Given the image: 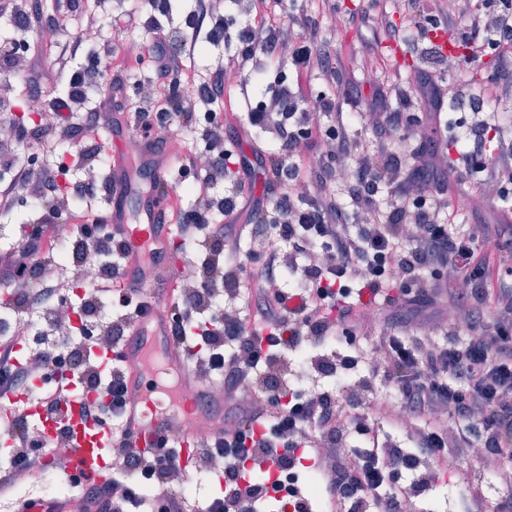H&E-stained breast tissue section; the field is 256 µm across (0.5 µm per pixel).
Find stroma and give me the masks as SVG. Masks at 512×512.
Masks as SVG:
<instances>
[{
    "mask_svg": "<svg viewBox=\"0 0 512 512\" xmlns=\"http://www.w3.org/2000/svg\"><path fill=\"white\" fill-rule=\"evenodd\" d=\"M57 0H37L40 15L31 19L33 44L27 67L31 81L17 98L13 114L15 125L33 128L39 124L36 107L47 96H63L69 90L73 73L94 70L96 89L85 109L74 116L68 139L58 142L56 151L73 154L81 149H98L114 140H130L134 132L127 123L128 106L122 94L112 87V77L123 73L127 89L151 76L152 65L147 52L153 42L149 32L124 29L113 25L105 14H93L91 0H79L77 14L71 22V34L60 38L55 26ZM288 9L295 16L315 22L318 38L327 47L330 60L342 76L333 81L312 69L304 75L289 72V82L300 83L312 98L332 101L333 111L320 112L316 122L320 127L344 125L345 114L360 112L374 103L381 93L402 87L414 99V112L420 127L407 132L393 151L399 161L409 162L413 141L429 135L438 155L448 156L450 164L441 177L448 186V203L456 214L455 227L464 233H480L483 225L500 221L501 210L496 202L479 197L477 182L453 168L452 162L468 147L464 129L458 128L452 104H445L439 116H432L429 107L416 100L418 77L423 68L420 48L415 40L396 39L391 29L403 28L408 18L400 0H288ZM93 25L98 34L87 41L82 37L86 25ZM239 45L235 40L202 44L193 56L183 59L185 73L181 93L199 103V112L214 110L224 121L236 122L243 131L242 138L233 139L230 147L235 160L250 164L252 175L243 188L247 199L266 195L269 173L267 166L256 161V149L265 153L276 151L274 143L246 121L247 95L239 87H227L213 105L200 103L199 87L214 83L219 67L236 58ZM349 139L371 144V129L344 125ZM169 156L168 177L172 184L168 211L171 217L194 209L197 197L189 192L191 173H180V165L200 152L204 144L193 126H176L165 132L159 143ZM33 218L31 202L16 200L12 209L0 213V261L14 253L20 241V231ZM481 464L472 452L463 451L454 470L434 481L429 493L420 501V512H466L467 484L478 474Z\"/></svg>",
    "mask_w": 512,
    "mask_h": 512,
    "instance_id": "obj_1",
    "label": "stroma"
}]
</instances>
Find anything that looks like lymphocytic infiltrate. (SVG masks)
Returning a JSON list of instances; mask_svg holds the SVG:
<instances>
[{
	"label": "lymphocytic infiltrate",
	"instance_id": "f902f5d3",
	"mask_svg": "<svg viewBox=\"0 0 512 512\" xmlns=\"http://www.w3.org/2000/svg\"><path fill=\"white\" fill-rule=\"evenodd\" d=\"M167 5L168 0H128L112 18L119 27L151 30L152 66L167 80L173 98L161 106L154 82L139 83L129 113L135 135L128 147L134 153L157 141L159 132L196 119L195 106L179 90L182 68L171 42L184 46L202 37L211 42L228 35L223 13L214 10L209 29L193 21L189 32L173 35L156 17ZM404 7L418 32L448 27L471 48L453 61L439 48L424 49L428 66L420 76V94L436 110L442 107L448 67L463 71L478 66L483 55L512 41V0H404ZM308 24V19L280 13L261 19L247 14L237 34L241 58L221 68V85H263L266 73L285 60L296 71L317 66L325 76L335 77L336 69L316 37L295 33V26ZM13 45L12 51L0 54V167L13 173L10 180L0 181V208L9 209L23 193L44 208L22 238L18 260L0 273L11 285L8 298L0 301V400L38 377L44 384L35 397L55 416L75 396L76 385L103 392V399L84 402L83 413L107 428L113 473L112 482L103 485L68 474L66 457L56 455L23 411H15L0 420V434L14 449L10 466L0 469V497L13 501L14 512L24 508L18 475L43 473L48 455L65 477L76 512H261L271 501L270 484L247 475L249 461L258 468L275 462L282 474L309 470L319 475V500L310 498L305 485L289 487L293 512H314L318 505L323 512H413L433 480L447 472L449 458L472 446L479 449L484 471L498 475L511 489L500 498L497 512H512V472L501 465L504 456H512V289H494L490 280V261L503 250L505 236H512V225L464 236L453 232L450 222L439 221L442 204L428 180L431 159L418 151L405 169L391 150L401 115L411 107L409 98L396 94L397 109L376 128L377 144L356 151L335 128L315 129L300 87L280 76L247 118L274 139L272 172L283 190L256 200L244 223L239 220L240 190L221 199L208 194L215 181L235 180L239 174L232 169L233 152L222 120L215 112L206 113L201 139L207 162H188L196 171L201 205L180 213L177 226L193 277L171 301L169 324L187 370L206 385L223 378L224 402L234 415L220 433L198 443L195 472L222 475L218 495L202 502L171 481L180 469L178 429L159 437L152 448L132 445L125 348L150 296L137 288L114 290V282L126 275L125 244L95 215L76 226L68 244L72 280L84 290L79 327L58 313L67 291L59 286L54 249L40 248L39 241L70 204L55 196L52 169L20 165L18 150L25 140L35 139L46 153L53 152L55 143L49 126H41L32 137L7 119L30 47L28 28L18 30ZM451 99L459 114L457 125L470 138V149L457 159V166L477 176L483 198L506 201L512 195L507 190L512 182V116L490 111L489 104L512 99V57L498 55L484 92L457 91ZM311 144L317 148L316 190L294 162ZM332 182L343 185L355 202L353 222H346L341 206L326 193ZM387 183L398 185L401 196L385 212L374 197ZM246 239L256 242V249L242 252ZM271 239L277 240V248H268ZM248 261L262 266L254 289L241 275ZM91 266L97 273L90 279L85 272ZM284 273L294 278L292 291L279 285ZM26 276L33 279V287H21ZM443 288L458 316L446 343L404 330L380 331L372 338L369 371L360 377L355 374L359 356L332 348L337 333L371 328L382 307L392 305V290H399L418 313L433 305ZM247 293L255 298L249 313L236 304ZM491 296L496 299L492 317L475 322L473 308ZM113 298L121 312L103 318ZM29 317L37 322L31 336L18 327ZM461 329L468 335L462 344L457 341ZM96 345L114 353L110 370H101L93 359ZM298 350L307 353L299 368L289 358ZM299 377L315 384L313 395L297 390ZM327 377L340 381L341 389L319 388ZM383 383L401 393V409L379 401L375 387ZM419 417L429 418L427 428L416 426ZM456 419L473 422L471 435L454 432L451 423ZM383 423L391 436L380 437ZM353 432L368 437L369 446L349 447ZM398 469L412 472L413 480L396 484L393 473Z\"/></svg>",
	"mask_w": 512,
	"mask_h": 512
}]
</instances>
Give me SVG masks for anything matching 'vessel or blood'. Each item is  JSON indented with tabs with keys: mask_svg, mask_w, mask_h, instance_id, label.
I'll return each instance as SVG.
<instances>
[{
	"mask_svg": "<svg viewBox=\"0 0 512 512\" xmlns=\"http://www.w3.org/2000/svg\"><path fill=\"white\" fill-rule=\"evenodd\" d=\"M142 163L150 171L152 181L137 215L132 217L119 204L126 195L131 175L124 167L121 148L112 151V229L126 243L127 276L122 285L146 289L154 297L146 314L131 328V336L139 345L126 351L130 360L126 375V416L135 433L134 445L138 448L151 447L164 431L182 427L177 446L179 461L184 464L189 460V450L194 447L196 438L209 431L212 417L221 411L222 404L215 400L210 409L198 408L197 399L204 388L185 372L182 354L169 335L170 232L168 225L160 220L168 185V159L154 149L146 148L142 151ZM42 426L51 439L66 436L69 443L67 467L71 472L84 473L98 484L111 478L106 433L84 418L79 402H71L66 407L63 423L46 420Z\"/></svg>",
	"mask_w": 512,
	"mask_h": 512,
	"instance_id": "obj_1",
	"label": "vessel or blood"
}]
</instances>
